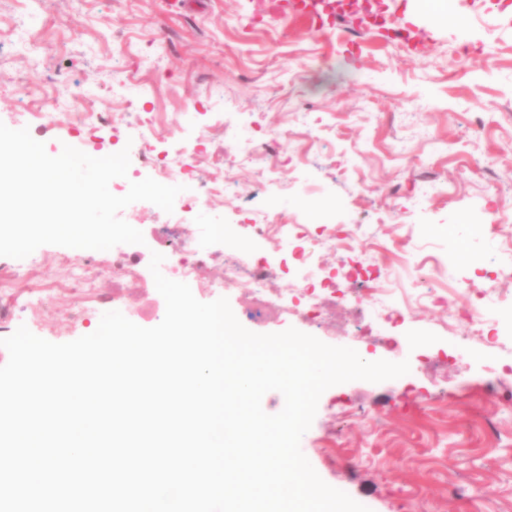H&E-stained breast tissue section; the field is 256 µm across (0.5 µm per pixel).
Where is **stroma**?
Masks as SVG:
<instances>
[{"label":"stroma","instance_id":"1","mask_svg":"<svg viewBox=\"0 0 512 512\" xmlns=\"http://www.w3.org/2000/svg\"><path fill=\"white\" fill-rule=\"evenodd\" d=\"M372 9L381 23L334 24L289 11L287 0H0V122L59 155L75 143L70 117L36 119L34 92L44 86L65 102L84 90L110 122L86 135L83 152H118L130 118L116 84L129 77L168 163L194 126L209 129L185 197L203 192L212 155L236 180L228 205L167 213L132 203L120 216L144 237L177 222L219 257L234 243L216 244L212 226L261 221L272 181L284 185L278 208L304 223V202L286 188L299 178L323 191L327 223L402 240L410 263L438 261L426 285L439 301L418 313L429 341L404 351L409 373L327 389L301 449L369 512H512V375L498 368L512 359V331L487 362L467 326L458 346L442 330L477 262L500 273L512 298V0H372ZM229 122L259 153L225 152ZM279 131L290 132L289 149L273 144ZM117 285L146 304L157 295L106 276L67 301L41 296L28 328L73 341L99 321L76 328L72 306L111 298ZM325 316L295 327L316 337L331 329L335 345L364 349L366 312L330 299Z\"/></svg>","mask_w":512,"mask_h":512}]
</instances>
